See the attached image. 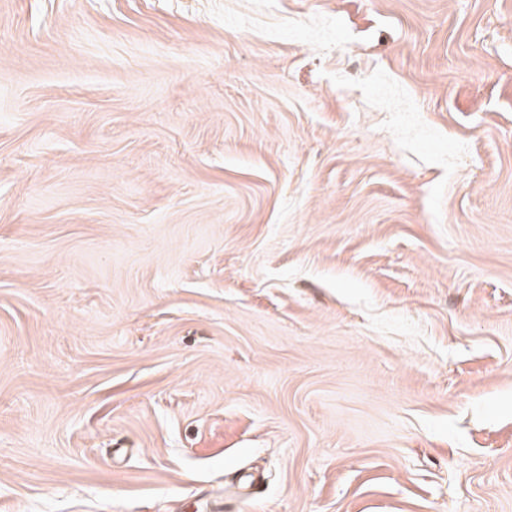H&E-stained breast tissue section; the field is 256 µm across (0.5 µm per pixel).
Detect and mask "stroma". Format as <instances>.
Segmentation results:
<instances>
[{
	"mask_svg": "<svg viewBox=\"0 0 512 512\" xmlns=\"http://www.w3.org/2000/svg\"><path fill=\"white\" fill-rule=\"evenodd\" d=\"M0 512H512V0H0Z\"/></svg>",
	"mask_w": 512,
	"mask_h": 512,
	"instance_id": "35a3bbf8",
	"label": "stroma"
}]
</instances>
